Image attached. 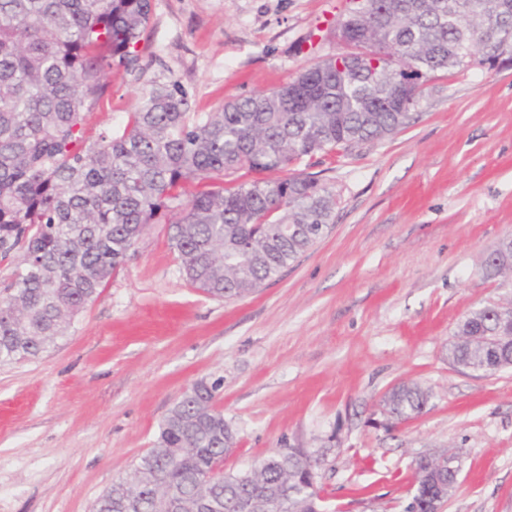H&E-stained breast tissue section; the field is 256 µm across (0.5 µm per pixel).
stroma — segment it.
Segmentation results:
<instances>
[{
    "instance_id": "1",
    "label": "stroma",
    "mask_w": 512,
    "mask_h": 512,
    "mask_svg": "<svg viewBox=\"0 0 512 512\" xmlns=\"http://www.w3.org/2000/svg\"><path fill=\"white\" fill-rule=\"evenodd\" d=\"M347 0H151L131 71L109 75L91 136L122 130L178 81L198 114L276 88L341 44ZM418 120L327 165L333 224L255 293L185 280L165 225L37 359L0 364V512H91L149 451L182 392L219 382L237 447L225 471L286 447L321 459L328 512H403L414 462L458 456L441 512H512V367L450 364L457 324L512 298L483 261L512 237V67L437 75ZM433 392L394 422L381 401ZM432 397V392L418 383H402L384 395L382 405L391 419L407 422L422 414Z\"/></svg>"
}]
</instances>
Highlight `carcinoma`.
Segmentation results:
<instances>
[{
    "label": "carcinoma",
    "mask_w": 512,
    "mask_h": 512,
    "mask_svg": "<svg viewBox=\"0 0 512 512\" xmlns=\"http://www.w3.org/2000/svg\"><path fill=\"white\" fill-rule=\"evenodd\" d=\"M350 0L333 33L350 47L338 70L324 58L269 92L200 117L175 81L146 92L117 134L87 137L88 118L114 69H133L151 0H0V262L22 269L0 289V364L37 357L125 264L152 224L167 225L187 281L210 296H248L329 230L335 194L322 182L334 153H350L408 127L430 75L512 64L500 29L512 0ZM241 170L255 179L224 185ZM284 176L268 181L262 174ZM484 260L512 274V239ZM512 299L460 321L448 358L494 373L512 346L490 348ZM217 387L186 389L150 450L95 501L93 512H160L168 491L188 512H318L320 488L302 490L305 448H280L260 477L224 472L236 437ZM433 394L402 383L382 400L396 422L422 414ZM416 460V509L431 512L435 471Z\"/></svg>",
    "instance_id": "obj_1"
}]
</instances>
